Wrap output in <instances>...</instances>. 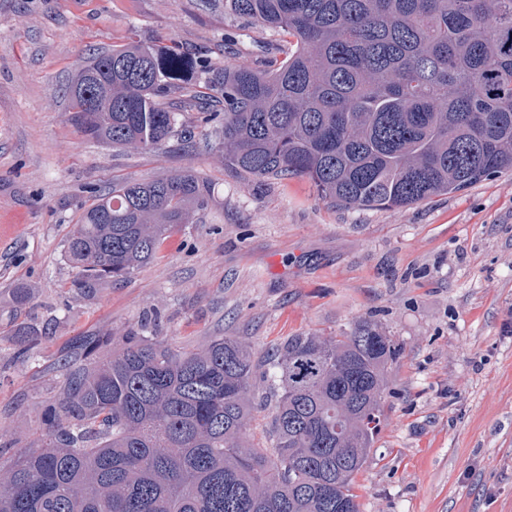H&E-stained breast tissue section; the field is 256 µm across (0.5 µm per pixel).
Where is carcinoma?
Segmentation results:
<instances>
[{
  "label": "carcinoma",
  "mask_w": 512,
  "mask_h": 512,
  "mask_svg": "<svg viewBox=\"0 0 512 512\" xmlns=\"http://www.w3.org/2000/svg\"><path fill=\"white\" fill-rule=\"evenodd\" d=\"M225 4L294 38L288 55L215 70L175 42L92 53L68 87L79 131L150 150L208 128L241 179L305 178L348 208L403 209L512 171V0ZM213 197L193 171L91 188L65 244L73 286L127 278ZM67 356L85 363L64 362L40 437L0 461V512H359L354 479L399 350L362 319L287 337L261 376L230 336L174 349L90 334ZM264 394L259 448L248 430Z\"/></svg>",
  "instance_id": "1"
}]
</instances>
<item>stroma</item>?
<instances>
[{
  "label": "stroma",
  "instance_id": "1",
  "mask_svg": "<svg viewBox=\"0 0 512 512\" xmlns=\"http://www.w3.org/2000/svg\"><path fill=\"white\" fill-rule=\"evenodd\" d=\"M132 41L218 63L281 45L224 0H0V448L31 436L58 394L49 373L88 332L185 349L234 336L260 357L367 318L401 355L355 478L360 512H512V173L404 209H348L303 178L246 184L216 148L87 139L65 89L89 51ZM177 170L212 183L211 207L128 280L78 293L64 245L88 187ZM21 324L38 337L24 363Z\"/></svg>",
  "mask_w": 512,
  "mask_h": 512
}]
</instances>
